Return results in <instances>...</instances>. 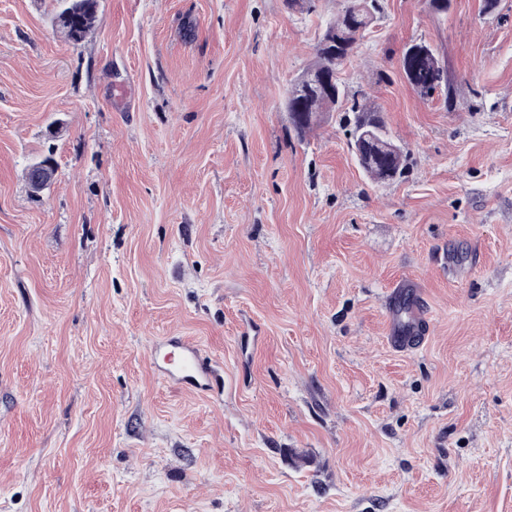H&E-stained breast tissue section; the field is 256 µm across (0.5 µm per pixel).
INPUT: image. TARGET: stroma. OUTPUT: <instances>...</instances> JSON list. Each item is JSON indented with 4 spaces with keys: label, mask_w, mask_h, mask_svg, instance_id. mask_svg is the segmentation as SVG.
I'll use <instances>...</instances> for the list:
<instances>
[{
    "label": "stroma",
    "mask_w": 512,
    "mask_h": 512,
    "mask_svg": "<svg viewBox=\"0 0 512 512\" xmlns=\"http://www.w3.org/2000/svg\"><path fill=\"white\" fill-rule=\"evenodd\" d=\"M345 5L98 0L74 43L0 0V512H512V0H377L298 136ZM416 42L448 89L407 81ZM356 100L400 178L358 166ZM171 337L213 390L162 376ZM357 1L361 0H348L347 2L349 3L344 10L328 24L322 39L315 48V61L302 72V74L309 71L324 73L329 77H334L335 81L340 84L336 93H329L312 88L307 96H305V109L307 112H318L324 116V112H331L333 106H335L339 100L346 97L345 86L338 77L340 67L353 53L354 47L357 48L362 32L371 24V22L363 21L362 25L364 29L360 33H358L357 30L345 28L347 14L353 9ZM369 1L371 8L366 2H362L354 7L352 15L356 17L359 14L372 13V11L376 10V6L373 5V2H376V0ZM333 31H336V45L339 43L344 44L343 54H338L336 52V46L328 42L330 34ZM350 111L353 113V118L350 119V121H349V126L351 127L349 129V133L352 131V129L354 130L360 124L377 123V126L379 128L381 136L384 139L391 141L388 136V133L386 130L387 128H386L384 122L375 113V111L373 110V108L370 105H368L366 103H359L358 101H354ZM404 152L399 151L386 154L381 161L373 160L372 163L362 165L363 169L376 181H390L399 177L403 170Z\"/></svg>",
    "instance_id": "35a3bbf8"
}]
</instances>
